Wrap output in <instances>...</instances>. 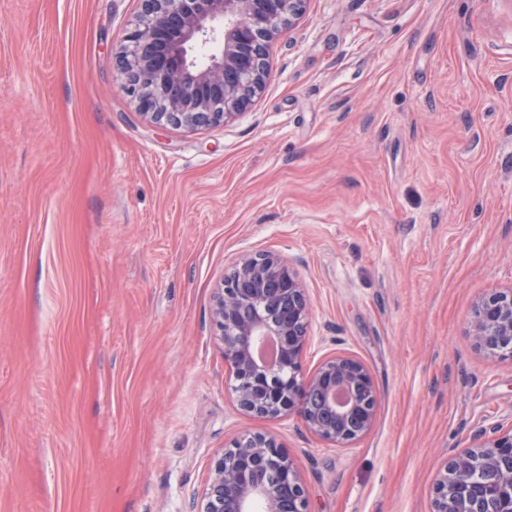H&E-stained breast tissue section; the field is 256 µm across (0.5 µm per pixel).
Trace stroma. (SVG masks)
I'll return each instance as SVG.
<instances>
[{
  "label": "stroma",
  "instance_id": "obj_1",
  "mask_svg": "<svg viewBox=\"0 0 512 512\" xmlns=\"http://www.w3.org/2000/svg\"><path fill=\"white\" fill-rule=\"evenodd\" d=\"M141 0H0V512H191L245 434L310 512H430L446 457L512 426L471 314L512 290V0H308L237 119L155 126L116 49ZM297 269L304 358L369 368L345 448L226 388L211 318L245 253Z\"/></svg>",
  "mask_w": 512,
  "mask_h": 512
}]
</instances>
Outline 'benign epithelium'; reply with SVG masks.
Here are the masks:
<instances>
[{"label": "benign epithelium", "mask_w": 512, "mask_h": 512, "mask_svg": "<svg viewBox=\"0 0 512 512\" xmlns=\"http://www.w3.org/2000/svg\"><path fill=\"white\" fill-rule=\"evenodd\" d=\"M117 52L137 112L157 126L198 129L229 121L262 90L269 45L307 0H141ZM208 46L206 61L197 49ZM313 307L299 273L274 252L246 254L214 294L212 318L238 407L260 417L297 416L320 440L346 447L376 419L368 367L346 353L306 374ZM476 346L512 360V290L475 306ZM192 512H309L300 475L281 443L253 433L216 460ZM432 512H512V427L481 428L451 456L433 487Z\"/></svg>", "instance_id": "benign-epithelium-1"}]
</instances>
